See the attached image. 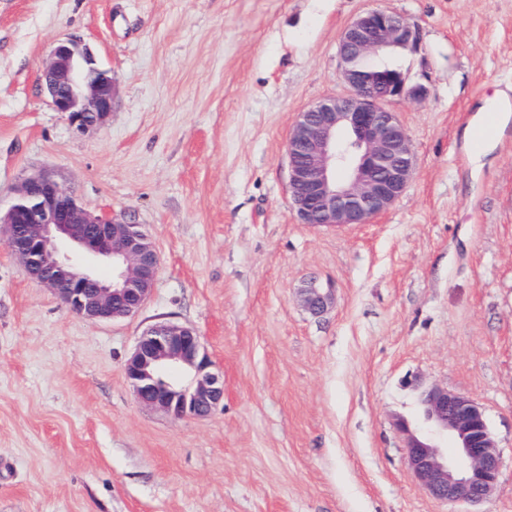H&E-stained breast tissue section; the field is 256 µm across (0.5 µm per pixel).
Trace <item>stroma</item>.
I'll return each instance as SVG.
<instances>
[{
    "mask_svg": "<svg viewBox=\"0 0 512 512\" xmlns=\"http://www.w3.org/2000/svg\"><path fill=\"white\" fill-rule=\"evenodd\" d=\"M404 16L417 46L377 54L414 175L369 224L292 209L299 112L347 94L344 28ZM112 70L80 132L40 82L60 41ZM512 90V0H0V207L53 171L88 210L128 217L160 254L136 315L71 314L0 230V512H465L430 496L398 420L438 386L484 409L503 459L481 512H512V124L473 171L464 132ZM317 279L334 302L309 314ZM200 334L224 403L177 419L124 374L148 326Z\"/></svg>",
    "mask_w": 512,
    "mask_h": 512,
    "instance_id": "35a3bbf8",
    "label": "stroma"
}]
</instances>
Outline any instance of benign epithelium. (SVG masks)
Wrapping results in <instances>:
<instances>
[{"mask_svg": "<svg viewBox=\"0 0 512 512\" xmlns=\"http://www.w3.org/2000/svg\"><path fill=\"white\" fill-rule=\"evenodd\" d=\"M418 30L395 12L370 10L344 29L338 56L350 92L321 99L299 113L287 143L288 182L303 224H368L403 195L414 173L406 129L389 103L421 99L398 70L383 73L362 61L388 47H413ZM54 109L81 131L102 126L112 112V71L67 40L57 43L42 71ZM6 244L29 276L55 291L73 314L97 321L136 315L149 299L159 254L141 225L85 209L50 171L27 176L6 214ZM112 266L104 278L98 266ZM329 292L309 283L301 302L312 314ZM124 372L138 402L176 418L205 417L224 402V378L196 330L173 321L146 328ZM423 423L407 437L406 459L433 497L477 505L492 497L503 462L483 408L442 387L421 393Z\"/></svg>", "mask_w": 512, "mask_h": 512, "instance_id": "benign-epithelium-1", "label": "benign epithelium"}]
</instances>
